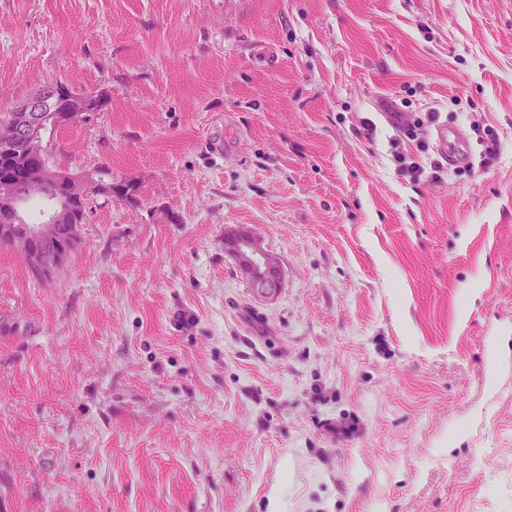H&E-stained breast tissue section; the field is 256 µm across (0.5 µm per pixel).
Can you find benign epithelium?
I'll return each instance as SVG.
<instances>
[{
    "label": "benign epithelium",
    "mask_w": 512,
    "mask_h": 512,
    "mask_svg": "<svg viewBox=\"0 0 512 512\" xmlns=\"http://www.w3.org/2000/svg\"><path fill=\"white\" fill-rule=\"evenodd\" d=\"M56 86L48 85L24 102L12 108V120L0 123V146L16 150L23 155L44 154L41 128L47 124L66 125L88 113L89 96L75 94L66 112L46 113V106L56 96ZM23 183L13 195L11 209L15 210L25 200L41 198L50 207L47 220L42 224H18L0 245L10 246L24 253L39 274L56 267L63 254L59 251L39 249L36 244L55 239L59 223L66 216L71 201L86 199L91 194H103L109 183L89 174L71 176L65 191L57 189V175L45 164L25 165ZM224 247L235 259L256 295L263 298L275 296L282 286V272L276 260L267 254L258 239L240 236L224 241Z\"/></svg>",
    "instance_id": "7a95c632"
}]
</instances>
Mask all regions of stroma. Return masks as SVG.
<instances>
[{"label": "stroma", "instance_id": "obj_1", "mask_svg": "<svg viewBox=\"0 0 512 512\" xmlns=\"http://www.w3.org/2000/svg\"><path fill=\"white\" fill-rule=\"evenodd\" d=\"M56 82L137 194L0 246V512H512V0H0V113ZM436 135L442 155L448 158L449 163H456L459 157L457 149L459 134L455 130H448L447 126H439ZM224 247L235 259L256 295L275 296L282 286V272L276 260L267 254L258 239L240 236L224 241Z\"/></svg>", "mask_w": 512, "mask_h": 512}]
</instances>
